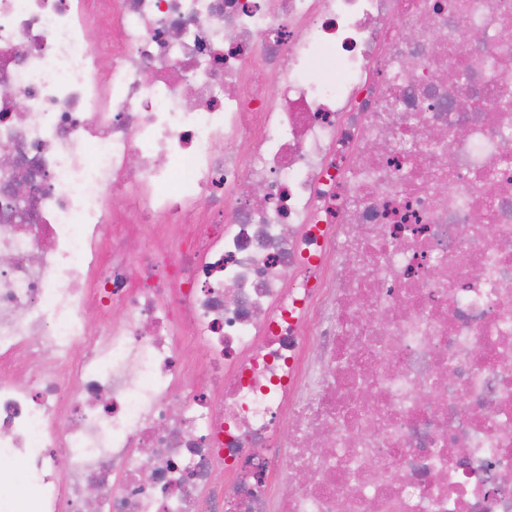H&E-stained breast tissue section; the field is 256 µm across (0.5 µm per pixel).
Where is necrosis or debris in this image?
I'll return each mask as SVG.
<instances>
[{
    "instance_id": "obj_1",
    "label": "necrosis or debris",
    "mask_w": 512,
    "mask_h": 512,
    "mask_svg": "<svg viewBox=\"0 0 512 512\" xmlns=\"http://www.w3.org/2000/svg\"><path fill=\"white\" fill-rule=\"evenodd\" d=\"M3 456L0 512H512V0H0Z\"/></svg>"
}]
</instances>
